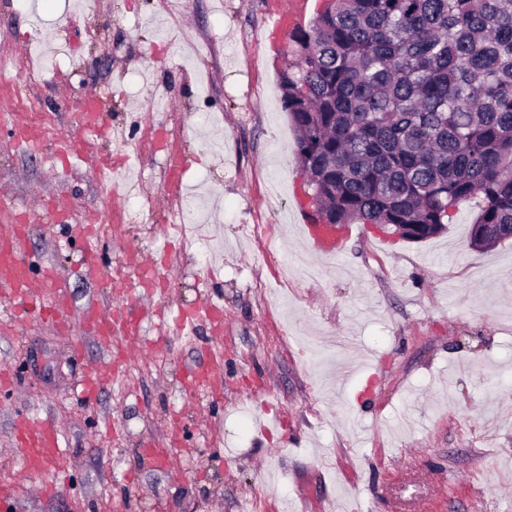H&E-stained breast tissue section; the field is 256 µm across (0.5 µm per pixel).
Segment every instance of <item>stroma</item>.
I'll return each mask as SVG.
<instances>
[{"mask_svg": "<svg viewBox=\"0 0 512 512\" xmlns=\"http://www.w3.org/2000/svg\"><path fill=\"white\" fill-rule=\"evenodd\" d=\"M269 2L0 0V56L42 67L27 84L0 71V107L44 146L19 153L0 125V192L69 208L34 213L29 260L54 266L75 312L112 308L111 274H127L145 350L85 398L81 372L104 358L93 332L15 327L0 302V366L16 373L0 399V484L15 486L0 512H512V242L471 249L465 203L420 243L355 224L341 255L310 252L290 220L280 105L293 45L272 37ZM93 98L101 132L84 126ZM64 134L77 155L60 152ZM118 149L131 161L114 196L92 164ZM101 214L112 269L90 280L67 228ZM179 222L193 232L173 234ZM180 310L199 314L193 339ZM217 339L220 379L192 383ZM21 413L62 427L59 456L31 475Z\"/></svg>", "mask_w": 512, "mask_h": 512, "instance_id": "1", "label": "stroma"}]
</instances>
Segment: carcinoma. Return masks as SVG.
I'll use <instances>...</instances> for the list:
<instances>
[{
	"instance_id": "carcinoma-1",
	"label": "carcinoma",
	"mask_w": 512,
	"mask_h": 512,
	"mask_svg": "<svg viewBox=\"0 0 512 512\" xmlns=\"http://www.w3.org/2000/svg\"><path fill=\"white\" fill-rule=\"evenodd\" d=\"M282 106L314 210L329 224L512 233V0H325L289 34Z\"/></svg>"
}]
</instances>
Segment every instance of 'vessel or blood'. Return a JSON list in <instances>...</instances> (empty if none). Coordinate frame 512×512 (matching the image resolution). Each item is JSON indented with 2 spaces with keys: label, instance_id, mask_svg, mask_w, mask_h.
<instances>
[{
  "label": "vessel or blood",
  "instance_id": "obj_1",
  "mask_svg": "<svg viewBox=\"0 0 512 512\" xmlns=\"http://www.w3.org/2000/svg\"><path fill=\"white\" fill-rule=\"evenodd\" d=\"M308 9V0H291L288 8L275 14L274 24L280 29L288 28L304 20ZM0 123L13 128L17 150H39L40 141L26 121L4 111L0 113ZM28 218V212L19 211L14 222L0 226V301L14 308L23 320L34 317L53 322L62 329L71 328L76 323L90 327L101 346L111 349L113 342L126 333L123 320L114 318L112 313L90 306L76 314L60 298L54 299L50 305H41L43 289L53 287L56 278L51 266L44 265L36 271L26 260L27 244L33 230ZM304 232L318 253L333 255L341 249L342 236L330 232L328 226L308 224ZM114 379L111 364L92 365L82 378V392L85 396H92L111 386ZM14 429L15 445L21 450L27 472L43 470L47 460L54 457L61 446L62 431L58 423L48 417L25 415L16 419Z\"/></svg>",
  "mask_w": 512,
  "mask_h": 512
}]
</instances>
